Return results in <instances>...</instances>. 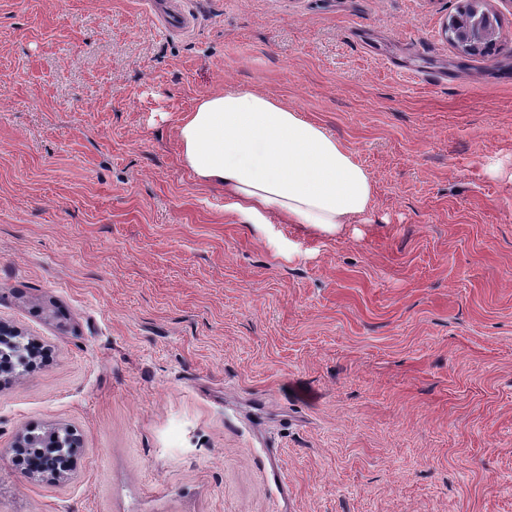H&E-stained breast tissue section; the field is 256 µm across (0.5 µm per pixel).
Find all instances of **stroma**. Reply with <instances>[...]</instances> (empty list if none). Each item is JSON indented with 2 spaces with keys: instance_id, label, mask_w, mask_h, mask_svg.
<instances>
[{
  "instance_id": "obj_1",
  "label": "stroma",
  "mask_w": 512,
  "mask_h": 512,
  "mask_svg": "<svg viewBox=\"0 0 512 512\" xmlns=\"http://www.w3.org/2000/svg\"><path fill=\"white\" fill-rule=\"evenodd\" d=\"M0 0V512H512V0ZM244 89L371 175L335 235L242 224L180 158ZM77 435L28 477L18 436ZM165 8L161 7V3L154 2L159 5L157 9V18L161 21L164 29L168 32H185L194 25V16L183 4V0H166ZM466 5L444 26L448 40L463 56L485 51L496 36V19L484 6L487 0H466ZM21 334L14 328L0 323V354L1 345L5 344L14 350L11 355L19 357L18 361L26 365V369L30 370L36 366V353L29 343H24Z\"/></svg>"
}]
</instances>
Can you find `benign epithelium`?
Here are the masks:
<instances>
[{"instance_id":"1","label":"benign epithelium","mask_w":512,"mask_h":512,"mask_svg":"<svg viewBox=\"0 0 512 512\" xmlns=\"http://www.w3.org/2000/svg\"><path fill=\"white\" fill-rule=\"evenodd\" d=\"M486 4L487 0H466V5L444 26L448 40L464 56L480 54L494 41L496 19L485 8ZM2 343L12 349L11 354L5 358L4 369H14L15 357L28 370L36 366V353L30 344L23 342L16 329L0 323V344ZM75 445V438L69 437L58 447L41 448L35 446L33 435H21L14 445L15 461L24 467L27 474L36 473L46 479H55L66 470Z\"/></svg>"}]
</instances>
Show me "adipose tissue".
<instances>
[{"label":"adipose tissue","instance_id":"1","mask_svg":"<svg viewBox=\"0 0 512 512\" xmlns=\"http://www.w3.org/2000/svg\"><path fill=\"white\" fill-rule=\"evenodd\" d=\"M183 164L224 191V210L243 224L279 218L325 234L357 223L373 183L316 122L270 96L234 90L202 97L178 128Z\"/></svg>","mask_w":512,"mask_h":512}]
</instances>
